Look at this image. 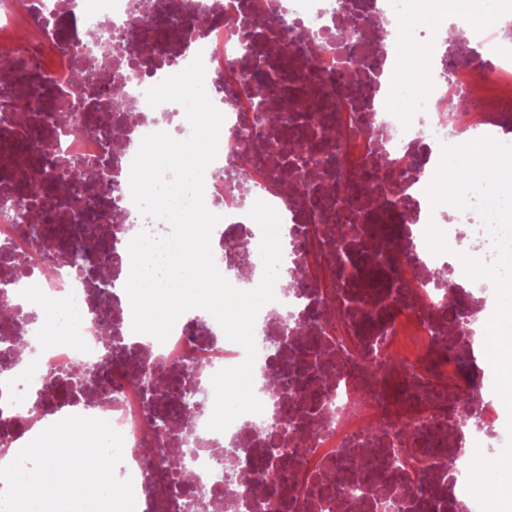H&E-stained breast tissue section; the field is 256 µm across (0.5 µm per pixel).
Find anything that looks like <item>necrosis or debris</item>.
Returning <instances> with one entry per match:
<instances>
[{
  "label": "necrosis or debris",
  "instance_id": "1",
  "mask_svg": "<svg viewBox=\"0 0 512 512\" xmlns=\"http://www.w3.org/2000/svg\"><path fill=\"white\" fill-rule=\"evenodd\" d=\"M0 0V48L27 63L0 80V264L11 285L13 313L0 318V342L24 339L40 365L0 350V462L33 440L43 419L70 416L107 421L124 439L119 477L131 478L136 512H491L498 471L452 470L448 448L512 459V416L493 400L461 410L448 388L461 384L457 358L423 361L445 339L453 312L476 298L478 328L497 307L494 284L464 273L454 245L469 241L474 258H494L469 212L432 205L421 155L441 160L444 147L468 135L493 134L495 112H512V0H496L500 22L463 27L462 42L438 38L423 22L413 39L431 83L408 94L405 116L389 111L384 75L393 52L371 48L374 28L401 20L412 0H263L265 23L252 19L253 0H185L176 21L170 0ZM75 37L59 40L60 26ZM120 29L126 44H148L141 55L110 45ZM307 44L281 58L291 31ZM471 49L476 64L461 53ZM202 57L205 84L223 114L218 155L205 172V202L220 220L211 235L224 276L248 290L261 269L243 251H258L261 230L248 215L256 201L281 216L280 239L292 288L255 321L254 392L259 414L239 416L225 431L209 430L212 376L240 364L245 349L229 341L215 319L177 321L165 342L134 332L126 286L133 233L110 234L133 220L164 236L167 222L143 215L133 200L132 160L143 136L167 130L174 103L150 107L148 89ZM82 69V84L72 81ZM352 71L353 79L341 77ZM280 87L275 106L287 123L254 124L248 88ZM131 112L113 137L102 134L116 94ZM107 161L109 186L88 201L96 238L112 256V298L103 300L91 274H77L55 241H36L16 219L26 200L36 224L51 220L81 244L85 218L68 205L44 208L40 186L54 160ZM247 165L250 179L234 186L221 173ZM349 225L340 236L338 225ZM446 268L454 291L432 277ZM60 298L55 314L25 323L24 307ZM93 370L106 394L47 388L48 370ZM163 369L170 388L198 384L200 402L174 430L156 427L165 401L151 378ZM191 476L177 481L175 468ZM249 485H242L240 476Z\"/></svg>",
  "mask_w": 512,
  "mask_h": 512
}]
</instances>
